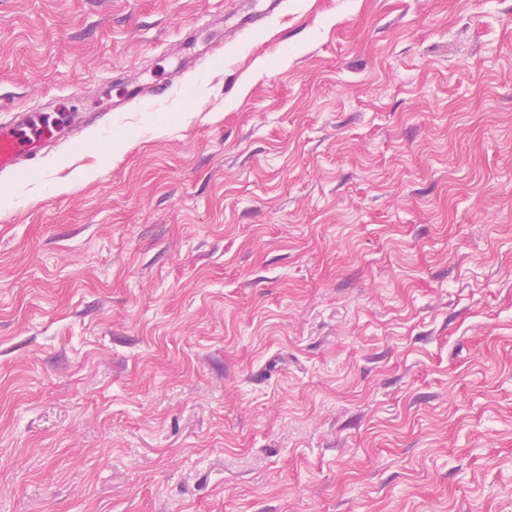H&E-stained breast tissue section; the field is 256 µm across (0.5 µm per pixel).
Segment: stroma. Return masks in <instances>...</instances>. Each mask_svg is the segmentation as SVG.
Masks as SVG:
<instances>
[{"mask_svg": "<svg viewBox=\"0 0 512 512\" xmlns=\"http://www.w3.org/2000/svg\"><path fill=\"white\" fill-rule=\"evenodd\" d=\"M263 7L0 0L5 109L170 87L0 206V512H512V0Z\"/></svg>", "mask_w": 512, "mask_h": 512, "instance_id": "1", "label": "stroma"}]
</instances>
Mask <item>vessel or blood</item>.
<instances>
[{"instance_id":"1","label":"vessel or blood","mask_w":512,"mask_h":512,"mask_svg":"<svg viewBox=\"0 0 512 512\" xmlns=\"http://www.w3.org/2000/svg\"><path fill=\"white\" fill-rule=\"evenodd\" d=\"M168 89L162 84L132 83L123 86L113 111H125L135 100H160ZM93 115L63 112L53 117L45 112L17 111L8 120L0 119V188L9 189L11 182L28 175L35 165L51 155L62 138L71 142L82 140L84 131L96 123Z\"/></svg>"}]
</instances>
